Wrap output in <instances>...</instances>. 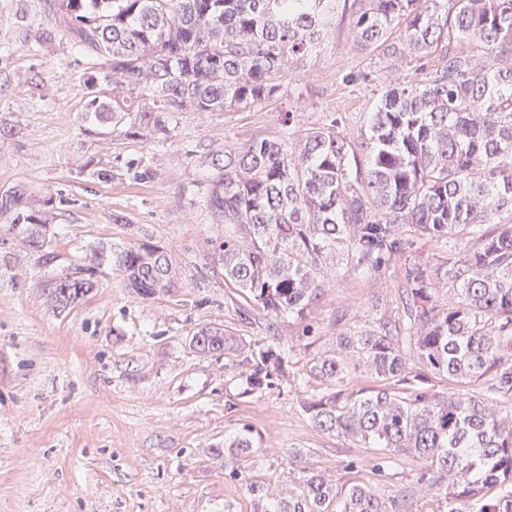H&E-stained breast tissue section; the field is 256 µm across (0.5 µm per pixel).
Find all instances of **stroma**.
<instances>
[{
	"label": "stroma",
	"mask_w": 512,
	"mask_h": 512,
	"mask_svg": "<svg viewBox=\"0 0 512 512\" xmlns=\"http://www.w3.org/2000/svg\"><path fill=\"white\" fill-rule=\"evenodd\" d=\"M365 6L348 0L335 33L271 101L179 113L157 144L88 133L86 60L58 16L46 0H0V192L22 186L47 211L53 254L44 261L0 219V512H256L212 454L246 426L260 448L245 467L265 482L283 480L289 451L302 448L337 485L410 489L411 512H439L414 461L379 468L378 451L312 427L304 388L244 393L239 367L189 345L209 325L250 348L275 336L321 351L341 329L401 314L394 265L364 279L330 276L305 319L265 316L214 264L222 229L199 186L205 153L275 138L286 109L299 129L334 118L355 140L385 86L418 77L419 61L356 47L353 20ZM142 243L172 252L173 291L136 297L105 264L81 301L60 313L48 306L56 282L88 267L94 250ZM419 256L436 297L452 301L447 250L429 243Z\"/></svg>",
	"instance_id": "stroma-1"
}]
</instances>
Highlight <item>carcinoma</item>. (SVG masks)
<instances>
[{
  "mask_svg": "<svg viewBox=\"0 0 512 512\" xmlns=\"http://www.w3.org/2000/svg\"><path fill=\"white\" fill-rule=\"evenodd\" d=\"M341 0H55L65 31L106 71L112 103L84 93L96 124L131 139L160 140L175 112L245 109L272 98L295 61L336 27ZM354 23L359 47L395 59L432 57L416 81L389 84L351 141L331 119L301 133L283 113L277 139H256L201 158L205 208L230 232L216 238L224 279L265 315L302 317L328 273L364 278L403 259L402 314L337 333L307 362L313 427L381 452L385 465L422 466L441 512H512V0H367ZM404 25L400 37L392 31ZM509 54V64L499 59ZM0 219L27 225L45 251L43 215L23 187L0 194ZM496 225L492 233L482 232ZM449 258L457 300L438 303L419 246L462 236ZM125 287L150 299L175 287L168 251L138 244L108 259ZM94 288L63 279L51 293L65 308ZM203 354L245 367L247 393L295 383L300 353L274 338L250 350L218 327L191 339ZM368 376L377 386L351 387ZM453 384L446 394L431 378ZM490 381L489 396L466 387ZM248 433L224 439V474L246 481L262 512H409L362 484L338 487L308 452L293 449L288 485L245 474ZM394 510H388L386 503Z\"/></svg>",
  "mask_w": 512,
  "mask_h": 512,
  "instance_id": "obj_1",
  "label": "carcinoma"
}]
</instances>
